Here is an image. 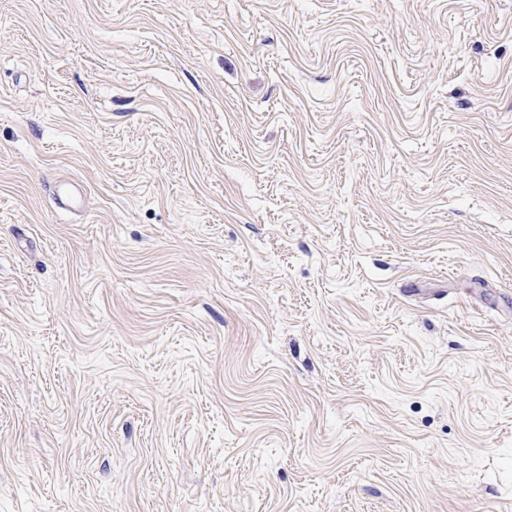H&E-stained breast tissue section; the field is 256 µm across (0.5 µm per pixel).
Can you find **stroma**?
Returning a JSON list of instances; mask_svg holds the SVG:
<instances>
[{"mask_svg": "<svg viewBox=\"0 0 512 512\" xmlns=\"http://www.w3.org/2000/svg\"><path fill=\"white\" fill-rule=\"evenodd\" d=\"M0 512H512V0H0ZM82 194L80 185L70 181H60L55 184L54 199L59 208L67 209L78 202Z\"/></svg>", "mask_w": 512, "mask_h": 512, "instance_id": "obj_1", "label": "stroma"}]
</instances>
